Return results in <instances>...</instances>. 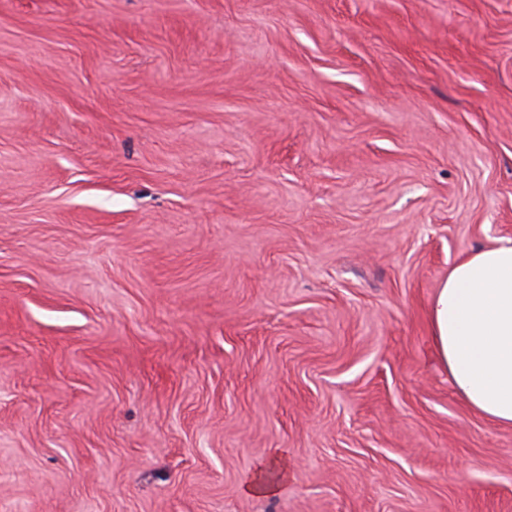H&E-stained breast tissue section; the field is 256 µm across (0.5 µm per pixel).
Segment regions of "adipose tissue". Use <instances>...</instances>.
<instances>
[{
	"instance_id": "obj_1",
	"label": "adipose tissue",
	"mask_w": 512,
	"mask_h": 512,
	"mask_svg": "<svg viewBox=\"0 0 512 512\" xmlns=\"http://www.w3.org/2000/svg\"><path fill=\"white\" fill-rule=\"evenodd\" d=\"M434 354L482 416L512 426V240L453 264L430 310Z\"/></svg>"
}]
</instances>
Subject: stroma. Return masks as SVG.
<instances>
[{
    "mask_svg": "<svg viewBox=\"0 0 512 512\" xmlns=\"http://www.w3.org/2000/svg\"><path fill=\"white\" fill-rule=\"evenodd\" d=\"M499 239L512 0H0V512H512L429 325ZM276 468L279 472V479L271 480L268 478V470ZM288 477V467L281 455L275 454L273 457L258 465L251 482L246 486L248 494L257 496H272L278 491L279 485Z\"/></svg>",
    "mask_w": 512,
    "mask_h": 512,
    "instance_id": "35a3bbf8",
    "label": "stroma"
}]
</instances>
